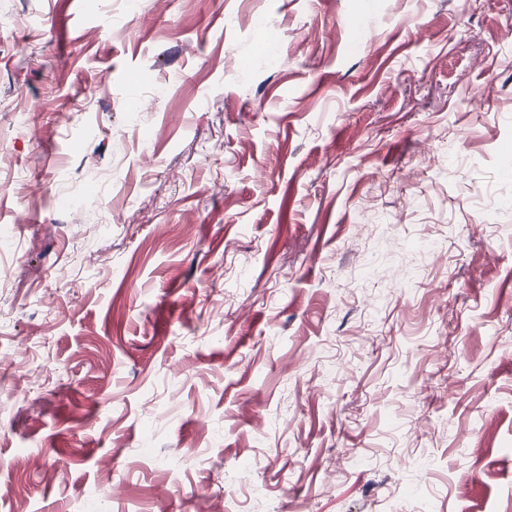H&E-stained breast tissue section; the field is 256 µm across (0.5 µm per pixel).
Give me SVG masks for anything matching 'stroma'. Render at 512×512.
<instances>
[{
    "instance_id": "obj_1",
    "label": "stroma",
    "mask_w": 512,
    "mask_h": 512,
    "mask_svg": "<svg viewBox=\"0 0 512 512\" xmlns=\"http://www.w3.org/2000/svg\"><path fill=\"white\" fill-rule=\"evenodd\" d=\"M1 263L0 512H512V0H0Z\"/></svg>"
}]
</instances>
